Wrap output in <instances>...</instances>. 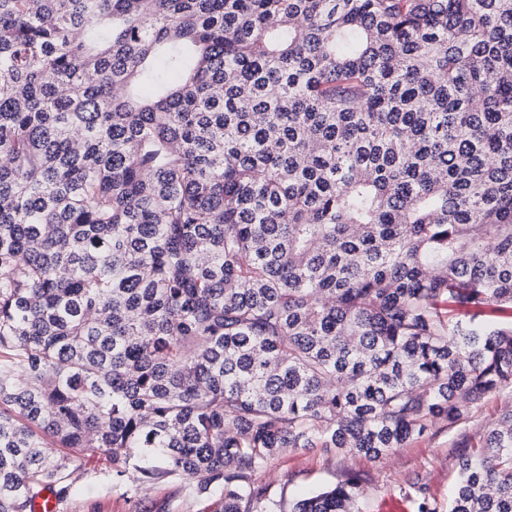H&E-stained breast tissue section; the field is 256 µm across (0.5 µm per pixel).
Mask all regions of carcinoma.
<instances>
[{
    "mask_svg": "<svg viewBox=\"0 0 512 512\" xmlns=\"http://www.w3.org/2000/svg\"><path fill=\"white\" fill-rule=\"evenodd\" d=\"M484 305L512 0H0V512L70 494L58 448L283 512L275 458L383 460L512 388ZM448 512H512V404Z\"/></svg>",
    "mask_w": 512,
    "mask_h": 512,
    "instance_id": "carcinoma-1",
    "label": "carcinoma"
}]
</instances>
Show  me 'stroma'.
I'll use <instances>...</instances> for the list:
<instances>
[{"mask_svg":"<svg viewBox=\"0 0 512 512\" xmlns=\"http://www.w3.org/2000/svg\"><path fill=\"white\" fill-rule=\"evenodd\" d=\"M512 402V389L491 394L472 406L453 427L433 426L414 438L394 456L371 461L363 457H343L320 448H300L276 458L258 479L271 496L291 508L298 499L321 487L336 484L345 473L364 477L363 512H381L390 499L401 501L406 512H417L422 483L434 500L437 512H448V500L457 472V458L466 447L476 444L488 423ZM103 455L85 452L71 469L76 494L63 505L62 512H207L206 502L188 503V483L175 477L130 495L124 487L108 484Z\"/></svg>","mask_w":512,"mask_h":512,"instance_id":"stroma-1","label":"stroma"}]
</instances>
